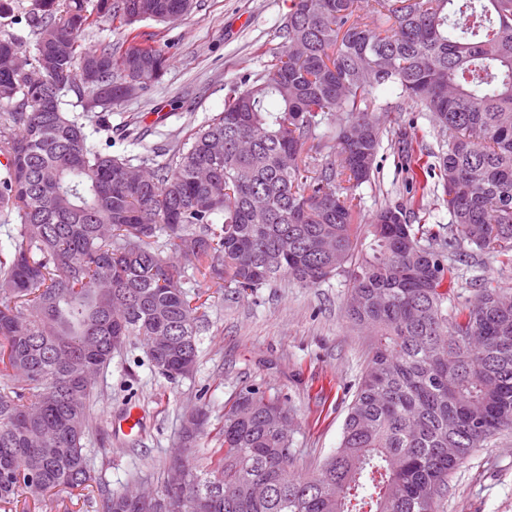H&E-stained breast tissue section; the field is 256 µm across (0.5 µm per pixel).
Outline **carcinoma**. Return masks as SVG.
I'll list each match as a JSON object with an SVG mask.
<instances>
[{
  "label": "carcinoma",
  "instance_id": "carcinoma-1",
  "mask_svg": "<svg viewBox=\"0 0 512 512\" xmlns=\"http://www.w3.org/2000/svg\"><path fill=\"white\" fill-rule=\"evenodd\" d=\"M191 6L33 0L40 86L12 67L22 39L0 37V208L21 219L0 259V509L68 493L103 512H153L92 470L84 368L104 369L134 338L170 381L195 367L209 304L184 288L190 277L246 291L285 276L313 287L346 268L347 318L372 344L339 448L291 476L280 396L246 388L186 489L165 485L161 499L187 493L200 512H440L448 474L512 431V295L485 287L450 316L444 288L451 246L512 264V0H291L281 50L167 160L89 145L80 119L127 98L132 78L147 89L168 58L134 41L85 49V32L170 22ZM390 89L397 100L379 96ZM71 93L80 116L65 109ZM405 99L448 136L437 200L452 221L437 247L439 234L384 205L359 251L356 190L373 176L380 115ZM333 115L335 130L318 134ZM402 144L411 189L427 191L426 146ZM154 336L193 345L158 353ZM37 433L47 446H33Z\"/></svg>",
  "mask_w": 512,
  "mask_h": 512
}]
</instances>
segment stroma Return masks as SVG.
Returning <instances> with one entry per match:
<instances>
[{
  "label": "stroma",
  "mask_w": 512,
  "mask_h": 512,
  "mask_svg": "<svg viewBox=\"0 0 512 512\" xmlns=\"http://www.w3.org/2000/svg\"><path fill=\"white\" fill-rule=\"evenodd\" d=\"M182 18L137 22L141 39L161 47L168 58L164 76L144 92L113 106L102 118L86 120L90 145L119 157L164 159L191 130L223 111L224 99L243 90L263 70L270 49L282 45L289 0H196ZM377 156L378 172L362 185L361 214L381 205L402 208L411 224L438 230L451 217L432 193L407 192L396 137L404 129L423 139L430 151L421 181L435 183L432 170L443 137L427 113L405 100L391 113ZM450 285L449 311L473 301L479 284L512 292V266L494 253L460 256ZM350 281L338 272L325 282L304 287L291 279L271 287L238 291L224 288L212 300V323L203 333L199 361L191 377L169 381L151 366L143 341L135 339L114 355L93 386V410L99 420L85 448L99 477L113 490L132 488L133 477L161 487L166 463L180 449L186 413L206 404L209 430H216L238 393L255 387L280 395L294 418L291 473L305 476L338 448L348 406L369 357V333L345 316ZM144 415L140 432L114 430L129 406ZM444 512H512V432L494 437L448 475Z\"/></svg>",
  "instance_id": "1"
}]
</instances>
